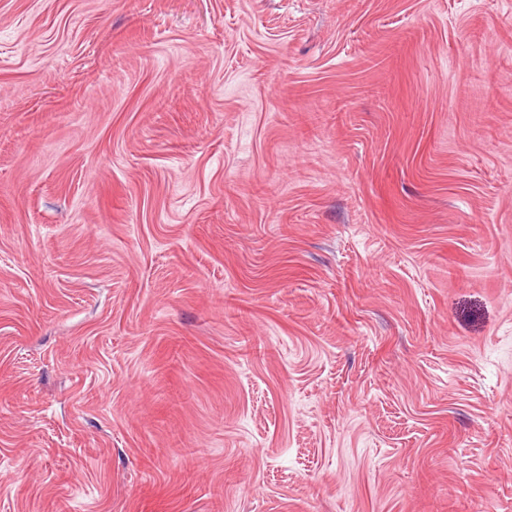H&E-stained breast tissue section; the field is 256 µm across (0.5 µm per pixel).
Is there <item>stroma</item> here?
<instances>
[{
  "label": "stroma",
  "instance_id": "stroma-1",
  "mask_svg": "<svg viewBox=\"0 0 512 512\" xmlns=\"http://www.w3.org/2000/svg\"><path fill=\"white\" fill-rule=\"evenodd\" d=\"M0 512H512V0H0Z\"/></svg>",
  "mask_w": 512,
  "mask_h": 512
}]
</instances>
